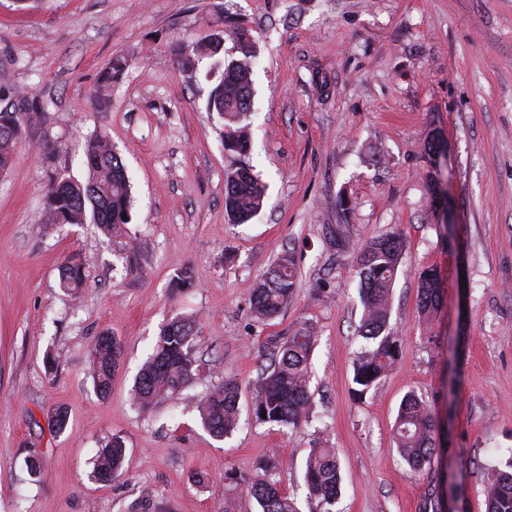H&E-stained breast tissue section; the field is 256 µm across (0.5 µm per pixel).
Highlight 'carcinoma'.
Wrapping results in <instances>:
<instances>
[{"instance_id": "carcinoma-1", "label": "carcinoma", "mask_w": 512, "mask_h": 512, "mask_svg": "<svg viewBox=\"0 0 512 512\" xmlns=\"http://www.w3.org/2000/svg\"><path fill=\"white\" fill-rule=\"evenodd\" d=\"M237 57L224 59V38L214 36L199 40L180 50L177 63L183 70H195L204 59L212 60L205 72L210 82L207 109L223 121L224 150L238 155L250 151L251 68L259 46L251 30L242 25L229 28ZM130 61L116 55L103 78L104 85L125 74ZM36 117V110L14 103L0 106V173L13 162L15 149L25 137L26 128ZM88 177L80 181L68 173L50 176L44 196V223L94 224L106 236L123 231L130 220L131 185L121 158L110 139L96 134L83 146ZM266 186L253 168L243 163L224 174V211L233 224L249 221L263 206ZM406 241L397 231L372 237L358 245V276L363 314L359 336L366 341L355 357L353 394L361 399L392 368L400 355L398 336L390 324L392 287L404 258ZM60 285L78 293L86 281L83 266L68 258L59 272ZM296 261L290 252L279 255L263 276L249 288L250 313L264 324L288 308L295 287ZM444 287L432 270L418 279V306L428 320L442 309ZM195 321L176 316L160 332L155 353L136 379V403L152 404L187 390L195 377L193 353ZM316 342V328L300 319L284 332L266 338L263 360L253 383L251 405L260 421L299 426L308 421L312 400L309 390L311 356ZM122 349L115 337L104 334L91 350L94 381L98 391H109ZM241 390L233 380H225L201 395L191 396L204 430L216 438L230 434L239 419ZM395 442L401 459L413 470L432 468L434 460L447 453L437 438V424L430 405L408 394L400 404L395 423ZM126 448L118 437L108 440L98 452L95 473L110 482L125 468ZM342 483L336 454L331 448H314L305 464V484L310 498L317 501L319 512H336ZM248 493L260 512H298L294 502L284 495L276 481L265 476L248 483ZM485 512H512V471L493 472L485 489Z\"/></svg>"}]
</instances>
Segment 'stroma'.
Wrapping results in <instances>:
<instances>
[{
  "mask_svg": "<svg viewBox=\"0 0 512 512\" xmlns=\"http://www.w3.org/2000/svg\"><path fill=\"white\" fill-rule=\"evenodd\" d=\"M233 20L261 46L249 160L267 192L245 224L225 216L224 173L240 157L207 109L210 86L176 63L183 44ZM118 54L132 66L103 89ZM0 91L46 106L0 175V512H224L232 496L257 512L244 481L264 474L316 512L304 487L316 446L341 462L339 512H424L428 482L393 439L411 392L457 450L458 507L484 512L488 477L512 461V0H0ZM96 132L131 184V222L112 238L41 220L51 172L85 179L83 143ZM433 135L448 145L437 167ZM339 224L357 241L392 230L407 241L391 314L400 355L361 400L357 255L336 254L326 235ZM285 251L293 299L258 324L248 287ZM74 253L86 268L75 296L59 281ZM185 264L195 283L174 289ZM432 267L446 293L428 323L417 282ZM177 316L196 322L191 393L227 378L241 387L231 436L212 437L180 399L133 404L135 377ZM298 319L318 331L312 417L258 421L261 347ZM105 331L123 357L104 398L89 353ZM59 406L61 433L50 424ZM115 436L126 473L104 484L93 459Z\"/></svg>",
  "mask_w": 512,
  "mask_h": 512,
  "instance_id": "stroma-1",
  "label": "stroma"
}]
</instances>
